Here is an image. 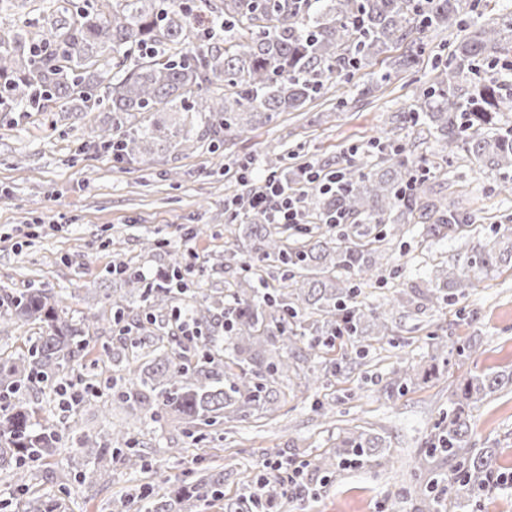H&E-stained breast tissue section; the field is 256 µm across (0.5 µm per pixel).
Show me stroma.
I'll list each match as a JSON object with an SVG mask.
<instances>
[{"mask_svg":"<svg viewBox=\"0 0 512 512\" xmlns=\"http://www.w3.org/2000/svg\"><path fill=\"white\" fill-rule=\"evenodd\" d=\"M60 5L27 0L17 14H0V26L26 21L41 34ZM511 17L512 0H480L464 28L422 34L425 51L412 67L400 64L405 44L391 45L327 97L266 121L249 116L248 132L213 153L176 148L192 118L188 112L157 114L163 126L158 151L131 163L90 146L108 113L0 112V289H46L63 298L78 320L108 311L113 295L137 304L124 280L106 272L117 260L153 278L172 268L175 255L192 252L196 275L190 288L222 293L252 262L224 201L261 185L274 171L268 156L281 155L276 171L293 177L304 165L326 172L352 163L371 168L381 144L403 146L415 165L425 167L431 196L454 199L464 228L456 237L428 240L416 232L396 237L391 225H383V247L395 272L363 288L360 300L384 304L393 293L422 285L434 264L462 263L494 232L512 229V196L497 191L501 182L512 181V170L481 168L462 150L445 160L433 136L418 126L398 127L396 117L431 84L435 61L447 59L465 30ZM386 70L389 84L374 89L375 73ZM149 239L160 241V249H146ZM385 316L384 337L346 338L328 348L305 336L297 374L274 386L276 414L249 411L198 442L171 415L144 417L113 395L108 411L82 406L64 413L31 388L26 401L64 433L54 455L34 468L35 481L66 512H115V502L130 490L182 479L201 461L223 470L225 499L238 498L245 493L243 475L276 458L303 467L312 492L276 499L270 512H418L433 478L452 476L445 455L428 457L424 469L418 459L461 376L512 367V270L489 274L459 303L419 299L406 308L386 307ZM436 334L472 344L471 356L439 357ZM311 371L321 382L307 389L303 376ZM323 406L331 408L330 419L321 417ZM116 426L127 428L149 471L116 463L100 473L93 464H76L79 436L103 439ZM352 427L383 437L387 449L322 476L314 468L317 458ZM470 434L477 447L497 449L499 462L512 470V391L502 390L474 410Z\"/></svg>","mask_w":512,"mask_h":512,"instance_id":"1","label":"stroma"}]
</instances>
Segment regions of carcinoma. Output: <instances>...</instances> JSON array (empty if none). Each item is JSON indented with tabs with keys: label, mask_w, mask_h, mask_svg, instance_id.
<instances>
[{
	"label": "carcinoma",
	"mask_w": 512,
	"mask_h": 512,
	"mask_svg": "<svg viewBox=\"0 0 512 512\" xmlns=\"http://www.w3.org/2000/svg\"><path fill=\"white\" fill-rule=\"evenodd\" d=\"M478 0H82L75 12H64L51 24L50 37L35 41L25 26L0 27V111L24 104L35 112H110L112 125L95 133L100 147L116 145L118 159L136 160L153 151L156 123L140 124L123 136L112 130L156 112L184 110L201 116V131L187 137L186 149L209 139L223 141L247 132L245 112L270 118L277 112L299 110L340 81L370 63L392 43L409 41L408 58L421 53L413 29L446 30L471 12ZM512 54V23L487 24L455 46L433 83L414 108L400 115L404 124L425 126L451 152L461 148L490 170L512 168V125L500 116L512 112V86L479 76V63L491 67ZM215 86L188 106L185 96L195 88ZM343 189L334 195L314 189L307 209L321 221L336 212L347 219L385 224L397 214L403 231L421 224L428 238H448L459 229L455 202L423 199L422 183L414 182L412 165L399 147L381 158L377 168L339 171ZM243 237L244 247L258 264L251 277L265 282V267L285 266L278 286L259 290L226 288L224 297L203 295L172 278L147 285L134 271L124 275L130 291L151 313L142 324L126 298L112 300L114 321L127 326L134 360L150 358L138 369L114 378L98 371V384L116 386L118 397L141 408L160 406L191 428L212 426L251 408L273 414L280 409L272 385L288 376V358L277 357L266 371L256 368L266 346L293 348L304 334L293 325L312 318L313 332L333 341L372 330L386 335L385 314L357 302L359 290L381 280L385 271L383 238L348 242L344 236L319 233L302 246L289 249L281 231L252 210ZM512 269V234L494 235L452 267L433 266L426 281L427 299L438 303L461 300L490 273ZM186 311L201 332L198 342L172 345L153 328L159 316ZM0 321L43 324L46 330L27 338V346L0 356V474L23 495L39 504L35 512H60L61 505L34 496L29 483L32 467L49 458L63 440L55 425L42 422L25 401L24 390L56 385L79 376L85 379L91 318H69L61 301L42 288L0 295ZM233 345L229 356L220 350L223 338ZM512 390V370L470 373L452 395L448 423L428 455L440 451L453 463L448 491L433 484L422 512H438L445 500L460 496L478 502L501 481L503 471L491 448L470 441L472 409L487 396ZM115 447L92 436L79 439L75 454L93 460L99 469L116 461L145 470L144 455L131 446L128 434L112 432ZM385 447L384 440L364 431H348L336 451L317 460L333 471L336 459L364 462ZM254 495L227 504L229 512H262L268 503L287 494L271 478L247 480ZM224 496V471L205 466L193 484L148 485L121 498L147 512H169L176 502L192 512L201 495Z\"/></svg>",
	"instance_id": "obj_1"
}]
</instances>
